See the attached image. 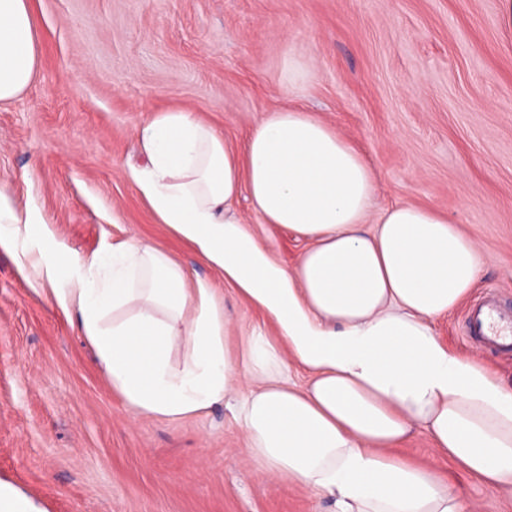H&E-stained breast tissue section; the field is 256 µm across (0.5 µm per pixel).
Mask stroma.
I'll return each instance as SVG.
<instances>
[{"mask_svg":"<svg viewBox=\"0 0 512 512\" xmlns=\"http://www.w3.org/2000/svg\"><path fill=\"white\" fill-rule=\"evenodd\" d=\"M40 66L0 104V193L39 218L33 248L88 255L130 235L162 245L224 296L235 347L263 315L156 223L128 175L138 131L182 109L244 143L273 108L305 106L373 169L376 208L431 207L476 242L473 296L512 312V29L501 0H31ZM311 66L295 90L289 59ZM236 210L272 257L306 244ZM437 336L512 383V354ZM223 405L180 421L136 416L95 347L0 250V485L39 512H333L257 470Z\"/></svg>","mask_w":512,"mask_h":512,"instance_id":"35a3bbf8","label":"stroma"}]
</instances>
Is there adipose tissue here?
I'll return each instance as SVG.
<instances>
[{
    "label": "adipose tissue",
    "instance_id": "ef3b65f1",
    "mask_svg": "<svg viewBox=\"0 0 512 512\" xmlns=\"http://www.w3.org/2000/svg\"><path fill=\"white\" fill-rule=\"evenodd\" d=\"M38 68L29 0H0V103ZM147 164L129 176L157 223L260 309L229 350L230 318L209 282L131 235L88 256L28 246L36 218L0 197V248L31 287L77 310L112 388L137 416L178 421L230 409L261 474L330 499L335 512H473L463 485L397 455L424 432L453 468L512 497V385L434 333L474 288L476 243L433 209L375 211L360 153L305 109L266 112L242 150L192 113L167 110L141 131ZM308 242L275 261L235 211ZM192 350L173 362L172 344ZM307 375L305 385L292 369Z\"/></svg>",
    "mask_w": 512,
    "mask_h": 512
}]
</instances>
